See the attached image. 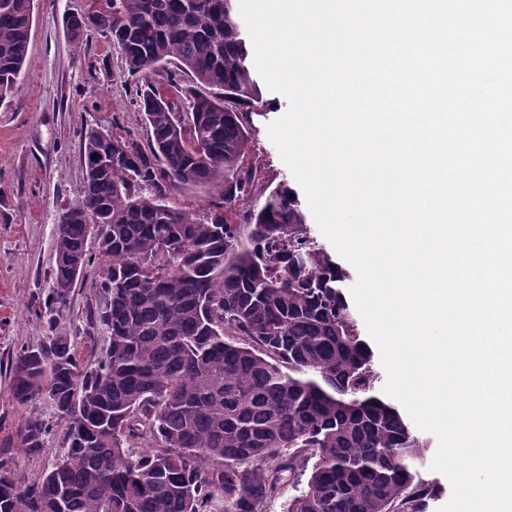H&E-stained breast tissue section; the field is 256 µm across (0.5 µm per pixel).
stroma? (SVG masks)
<instances>
[{"mask_svg":"<svg viewBox=\"0 0 512 512\" xmlns=\"http://www.w3.org/2000/svg\"><path fill=\"white\" fill-rule=\"evenodd\" d=\"M94 0H36L24 72L11 99L0 103V457L15 462V477L39 476L63 448L65 429L48 397L19 405L10 392L7 362L21 348L48 333L44 306L54 264V238L61 209L74 202L84 175L81 132L99 126L146 141L144 115L132 104L138 79L120 52L94 30L71 43L66 19L87 13ZM254 118L248 159L270 181H297L271 142L267 127L288 108L287 99L264 91ZM92 267L70 294L58 321L79 329L83 363L100 360L108 338L89 329L90 313L101 301L93 282L105 262L90 244ZM41 415L50 424L43 448L22 447L18 432L25 419Z\"/></svg>","mask_w":512,"mask_h":512,"instance_id":"stroma-1","label":"stroma"}]
</instances>
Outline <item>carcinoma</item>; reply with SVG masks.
I'll use <instances>...</instances> for the list:
<instances>
[{"label":"carcinoma","instance_id":"obj_1","mask_svg":"<svg viewBox=\"0 0 512 512\" xmlns=\"http://www.w3.org/2000/svg\"><path fill=\"white\" fill-rule=\"evenodd\" d=\"M33 2L0 0V102L26 63ZM67 26L108 38L140 75L149 135H82L45 307L65 310L90 266L88 220L107 225L88 325L109 343L85 365L51 318L47 341L11 362L14 400L48 394L66 448L61 470L26 483L1 458L0 512H262L288 484L285 512H429L427 445L379 391L348 272L296 193L243 164L262 92L232 0H100ZM167 65L188 83L153 84ZM212 187L224 204L201 216L167 194ZM48 432L32 415L21 441L39 451Z\"/></svg>","mask_w":512,"mask_h":512}]
</instances>
